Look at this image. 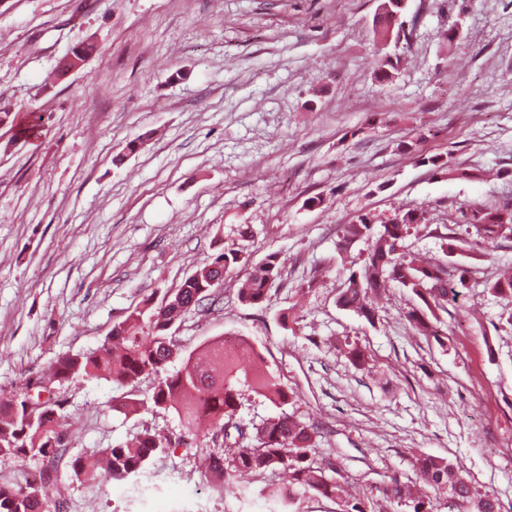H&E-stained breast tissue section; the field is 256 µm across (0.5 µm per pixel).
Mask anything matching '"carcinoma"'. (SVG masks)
I'll use <instances>...</instances> for the list:
<instances>
[{"label":"carcinoma","mask_w":512,"mask_h":512,"mask_svg":"<svg viewBox=\"0 0 512 512\" xmlns=\"http://www.w3.org/2000/svg\"><path fill=\"white\" fill-rule=\"evenodd\" d=\"M406 0H379L373 20L378 45L379 74L390 79L398 70L401 58L385 52L405 35ZM464 223L474 229L478 243L485 250L497 247L502 239L512 238V207L465 208ZM377 220L364 214L342 229L338 252L344 254L353 244L365 240L368 247L363 263L351 271L338 297V304L365 317L375 319L371 299L395 282L410 290L422 305L408 312L410 322L425 336L438 338L434 325L435 311L447 309L448 296H457L467 287V270L458 282L448 284L444 263L427 260L411 252H398L400 244L423 224V216L414 209L398 211L374 232ZM241 250H224L210 263L198 267L175 294L154 306L151 299L130 309L125 318L114 324L102 345L88 352L56 360L47 375L27 379L21 390L0 399V456L22 461L53 462L63 453L62 437L68 416L64 402L56 395L55 384L75 378L103 379L129 388L120 403L122 411L133 413L150 405L174 410L181 423L177 436H159L149 430L132 440L100 450V470L84 468L82 459L70 462L71 475L80 482L101 485L125 481L142 470L157 452L181 442L183 437L215 439L228 437L227 428L239 407L237 361L241 355L224 347V339L213 340L198 350L188 352L181 368L173 373L167 365L176 355L178 345L172 329L185 315L196 311L203 302L219 300L218 287L224 273L240 261ZM281 277L278 256L270 255L253 265L237 289L244 305L262 303L273 284ZM153 377V385L137 394L136 385L143 377ZM245 383L252 392L273 403L285 404L293 394L270 373L251 371ZM314 428L292 416L270 418L254 428L249 442L224 453L219 448L203 462V470L224 479V490L236 488L241 471L263 473L277 470L294 487L308 488L329 496L336 492L320 467L313 466ZM418 469L434 491H447L451 497L470 505L471 512H500V504L489 497H476L462 471L444 458L423 456ZM386 496L413 503V512H432L430 501L415 497L411 489L394 479L384 490ZM0 512H59L57 505L45 497L42 485L27 482L16 487L0 485Z\"/></svg>","instance_id":"1"}]
</instances>
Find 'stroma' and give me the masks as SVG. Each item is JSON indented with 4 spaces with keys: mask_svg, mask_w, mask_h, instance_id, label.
<instances>
[{
    "mask_svg": "<svg viewBox=\"0 0 512 512\" xmlns=\"http://www.w3.org/2000/svg\"><path fill=\"white\" fill-rule=\"evenodd\" d=\"M377 5L0 0V106L11 112L0 123V396L100 347L129 309L161 303L235 248L222 303L187 314L176 334L191 349L246 341L293 390L277 405L242 389L236 414L248 429L281 414L314 425L315 460L341 490H293L292 512H413L382 490L420 482L421 455L462 467L476 495L512 512V299L485 286L512 270V239L448 255L441 240L463 207L512 203V0H408L403 64L388 81L375 75ZM85 42L95 53L56 76ZM33 110L44 118L27 135ZM404 208L429 219L409 251L468 271L438 314L439 342L417 334V299L400 286L372 323L337 303L366 249L339 257L341 227ZM272 253L280 280L264 303L241 304L239 278ZM58 393L71 446L44 490L63 512H277L265 488L282 486L280 472L212 490L201 471L211 441L155 454L134 480L68 479L71 458L180 426L170 411L116 410L124 390L105 380Z\"/></svg>",
    "mask_w": 512,
    "mask_h": 512,
    "instance_id": "obj_1",
    "label": "stroma"
}]
</instances>
